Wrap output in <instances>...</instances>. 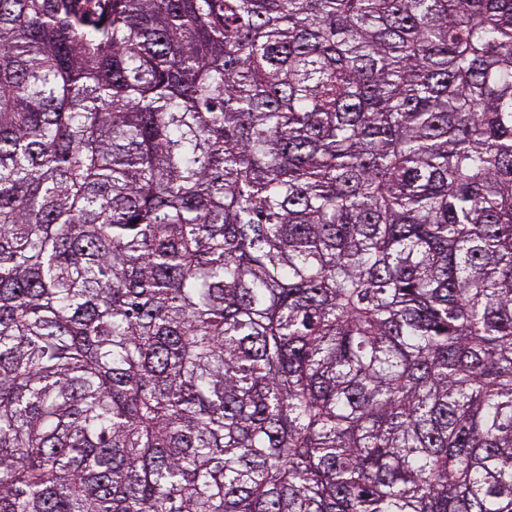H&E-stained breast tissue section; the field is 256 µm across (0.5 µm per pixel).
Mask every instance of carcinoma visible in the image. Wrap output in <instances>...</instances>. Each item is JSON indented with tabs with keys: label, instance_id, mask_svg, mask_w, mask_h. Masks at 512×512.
<instances>
[{
	"label": "carcinoma",
	"instance_id": "obj_1",
	"mask_svg": "<svg viewBox=\"0 0 512 512\" xmlns=\"http://www.w3.org/2000/svg\"><path fill=\"white\" fill-rule=\"evenodd\" d=\"M0 512H512V0H0Z\"/></svg>",
	"mask_w": 512,
	"mask_h": 512
}]
</instances>
